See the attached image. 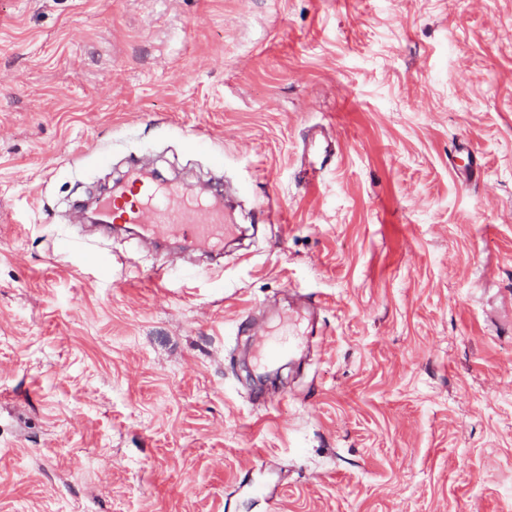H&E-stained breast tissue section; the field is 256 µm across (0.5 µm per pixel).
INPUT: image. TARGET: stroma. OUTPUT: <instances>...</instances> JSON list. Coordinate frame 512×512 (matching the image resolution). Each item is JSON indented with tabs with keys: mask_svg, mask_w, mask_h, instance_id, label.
I'll return each mask as SVG.
<instances>
[{
	"mask_svg": "<svg viewBox=\"0 0 512 512\" xmlns=\"http://www.w3.org/2000/svg\"><path fill=\"white\" fill-rule=\"evenodd\" d=\"M146 159L255 238L152 282ZM0 512H512V0H0ZM260 354L267 360H275L292 350L291 342L285 338L273 339L264 332L257 334Z\"/></svg>",
	"mask_w": 512,
	"mask_h": 512,
	"instance_id": "stroma-1",
	"label": "stroma"
}]
</instances>
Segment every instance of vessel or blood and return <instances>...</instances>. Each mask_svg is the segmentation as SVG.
<instances>
[{
    "label": "vessel or blood",
    "instance_id": "vessel-or-blood-1",
    "mask_svg": "<svg viewBox=\"0 0 512 512\" xmlns=\"http://www.w3.org/2000/svg\"><path fill=\"white\" fill-rule=\"evenodd\" d=\"M105 220L110 224H135L153 239L182 238L212 253H222L225 239L237 232L236 225L224 221V194L194 196L189 188L177 183L158 182L130 173L101 200ZM259 349L267 359H277L291 350L284 338L258 336Z\"/></svg>",
    "mask_w": 512,
    "mask_h": 512
}]
</instances>
